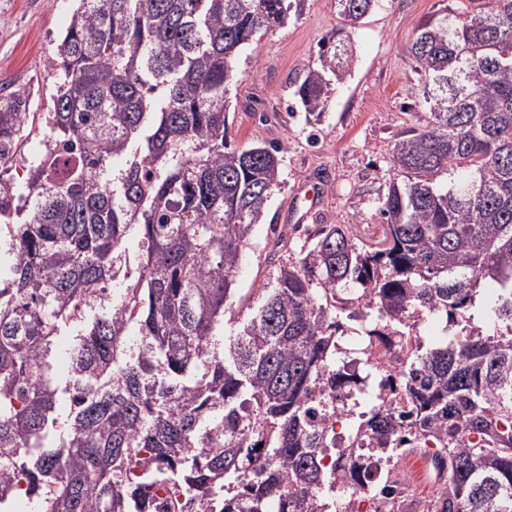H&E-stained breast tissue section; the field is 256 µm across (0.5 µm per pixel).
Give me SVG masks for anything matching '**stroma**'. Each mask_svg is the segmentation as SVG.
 I'll use <instances>...</instances> for the list:
<instances>
[{
  "instance_id": "stroma-1",
  "label": "stroma",
  "mask_w": 512,
  "mask_h": 512,
  "mask_svg": "<svg viewBox=\"0 0 512 512\" xmlns=\"http://www.w3.org/2000/svg\"><path fill=\"white\" fill-rule=\"evenodd\" d=\"M457 6V0H379L347 29L336 0H306L299 19L235 54L230 135L241 147L264 142L281 149L279 185L236 275V305L271 280L275 231L295 251L315 224L350 225L364 243L379 238L382 200L398 179L393 144L429 118L410 55L416 29ZM73 7V0H0V100L26 87L29 111H42L53 90L45 61ZM340 29L354 49L351 73L335 84L321 119L306 120L292 109L294 83L318 67L320 43Z\"/></svg>"
}]
</instances>
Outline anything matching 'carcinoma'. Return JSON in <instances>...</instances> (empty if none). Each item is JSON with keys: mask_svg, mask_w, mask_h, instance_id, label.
<instances>
[{"mask_svg": "<svg viewBox=\"0 0 512 512\" xmlns=\"http://www.w3.org/2000/svg\"><path fill=\"white\" fill-rule=\"evenodd\" d=\"M304 2L77 0L46 111L20 90L0 103V163L38 119L48 143L21 179L0 174V512L18 477L34 512H161L167 476L195 490L181 512H339L338 489L401 499L409 448L438 481L422 512H512V0L418 26L430 120L392 147L382 237L317 224L298 252L275 241L272 280L217 339L279 176L278 147L228 135L234 54ZM374 2L336 0L346 25ZM352 61L323 40L296 104L320 119ZM485 282L491 334L465 316ZM428 317L458 330L428 344ZM349 334L366 366L379 342L404 353L362 411L336 406L360 382Z\"/></svg>", "mask_w": 512, "mask_h": 512, "instance_id": "1", "label": "carcinoma"}]
</instances>
